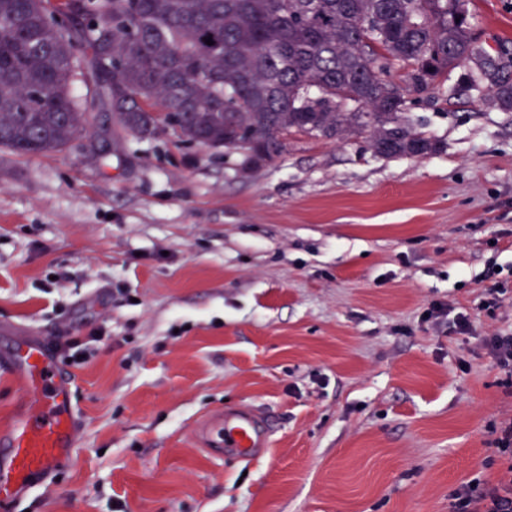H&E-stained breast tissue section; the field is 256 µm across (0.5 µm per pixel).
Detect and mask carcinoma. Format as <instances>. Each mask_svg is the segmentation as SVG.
Masks as SVG:
<instances>
[{
    "label": "carcinoma",
    "mask_w": 512,
    "mask_h": 512,
    "mask_svg": "<svg viewBox=\"0 0 512 512\" xmlns=\"http://www.w3.org/2000/svg\"><path fill=\"white\" fill-rule=\"evenodd\" d=\"M468 0H0V150L37 155L86 130L70 93L82 60L123 127L151 135L156 100L187 141L236 149L244 167L275 161L286 137L368 132L382 158L444 144L406 117L410 95L448 73L512 112V47L482 46ZM212 38L208 45L205 39ZM112 56V73L100 61ZM407 69L405 85L391 78Z\"/></svg>",
    "instance_id": "1"
}]
</instances>
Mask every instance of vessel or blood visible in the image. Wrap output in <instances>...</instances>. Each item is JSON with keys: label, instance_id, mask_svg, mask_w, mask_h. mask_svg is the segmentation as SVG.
Returning a JSON list of instances; mask_svg holds the SVG:
<instances>
[{"label": "vessel or blood", "instance_id": "b4317fda", "mask_svg": "<svg viewBox=\"0 0 512 512\" xmlns=\"http://www.w3.org/2000/svg\"><path fill=\"white\" fill-rule=\"evenodd\" d=\"M25 388L38 389L42 400L30 403L20 423L0 432V443L8 448L0 457V490L11 493L34 474L51 472L73 446L76 428L66 410L69 379L53 364L46 348L30 347L21 366ZM201 431L207 447L234 449L239 455L260 447L265 434L254 414L242 410L236 415L209 419Z\"/></svg>", "mask_w": 512, "mask_h": 512}]
</instances>
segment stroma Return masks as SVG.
<instances>
[{
	"label": "stroma",
	"mask_w": 512,
	"mask_h": 512,
	"mask_svg": "<svg viewBox=\"0 0 512 512\" xmlns=\"http://www.w3.org/2000/svg\"><path fill=\"white\" fill-rule=\"evenodd\" d=\"M470 11L480 42L512 40V0ZM464 79L412 95V125L445 145L423 158L292 134L247 169L154 102L155 132L127 133L87 74V132L0 150V428L20 353L48 336L79 422L9 512H452L494 478L512 396L483 339L512 331V299L493 319L476 303L487 265H512V112L450 97ZM435 302L471 334L425 319ZM242 408L267 447L214 454L200 424Z\"/></svg>",
	"instance_id": "stroma-1"
}]
</instances>
